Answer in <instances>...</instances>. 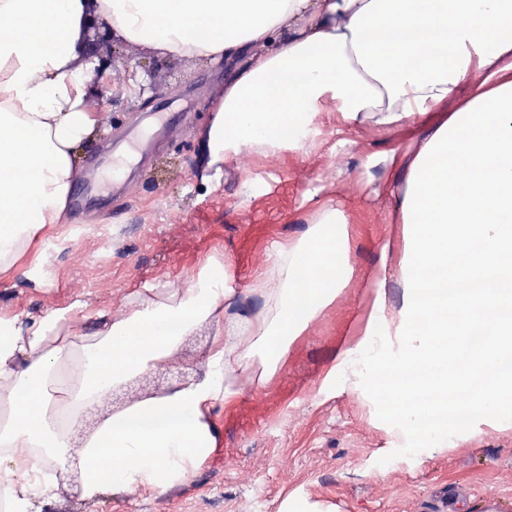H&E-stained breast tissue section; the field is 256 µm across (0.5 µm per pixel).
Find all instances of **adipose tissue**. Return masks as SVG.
I'll return each instance as SVG.
<instances>
[{
  "label": "adipose tissue",
  "instance_id": "adipose-tissue-1",
  "mask_svg": "<svg viewBox=\"0 0 512 512\" xmlns=\"http://www.w3.org/2000/svg\"><path fill=\"white\" fill-rule=\"evenodd\" d=\"M105 23L121 40L164 56L246 60L211 104L201 145L209 169L241 153L316 147L319 117L360 114L422 133L396 200L404 304L390 311L385 278L361 338L344 345L354 386L380 399L410 447L444 448L483 424L512 426V0H0V280L36 260L37 236L62 223L94 135L95 68L84 32ZM468 93L452 98L459 87ZM296 135H289V128ZM307 276H300L301 268ZM354 275L348 233L323 205L305 239L277 244L255 280L270 309L237 308V289L212 258L164 302L85 331L72 308L40 317L0 310V460L10 512L57 497L44 458L78 468L82 494L162 493L217 446L216 403L254 359L265 372ZM217 326L204 374L106 418L71 448L59 408L79 413L112 384L156 368L198 325ZM484 339L471 348L474 327ZM454 338L441 349L437 340Z\"/></svg>",
  "mask_w": 512,
  "mask_h": 512
}]
</instances>
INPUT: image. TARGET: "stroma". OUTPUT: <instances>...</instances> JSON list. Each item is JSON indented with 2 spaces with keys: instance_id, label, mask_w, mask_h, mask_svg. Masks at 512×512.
Returning <instances> with one entry per match:
<instances>
[{
  "instance_id": "obj_1",
  "label": "stroma",
  "mask_w": 512,
  "mask_h": 512,
  "mask_svg": "<svg viewBox=\"0 0 512 512\" xmlns=\"http://www.w3.org/2000/svg\"><path fill=\"white\" fill-rule=\"evenodd\" d=\"M90 47L110 72L111 101L77 155L72 195L83 208L67 207L51 263L0 281V309L42 316L71 306L94 330L140 301L169 298L217 257L242 307L260 313L264 296L249 286L272 244L296 241L328 201L346 217L357 276L291 344L264 387L253 384L260 363L235 372L242 392L232 406L215 408L218 446L187 480L153 496L108 489L87 500L80 474L63 471L62 492L39 512H485L489 500L512 512V428L483 425L465 440L420 452L403 446L375 396L327 378L344 333L359 334L374 300L359 274L376 269L383 241L400 234L388 157L408 159L417 142L398 128L370 119L344 125L326 112L313 153L243 154L213 167L204 182L201 134L232 63L162 56L109 34ZM135 122L155 149L130 160L120 184L108 169L97 171L102 187L88 194L93 163ZM214 332L200 325L172 359L116 385L83 412L70 442L107 410L198 379Z\"/></svg>"
}]
</instances>
